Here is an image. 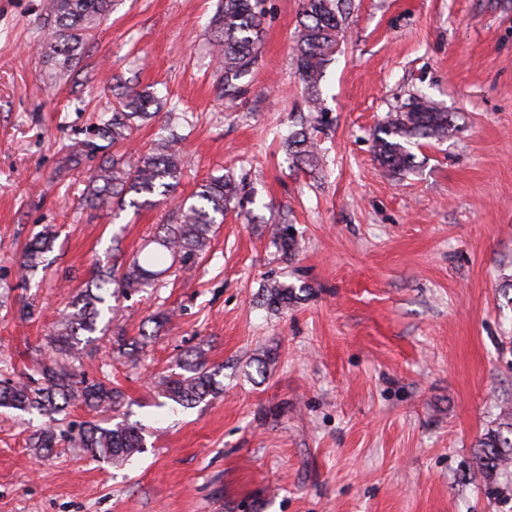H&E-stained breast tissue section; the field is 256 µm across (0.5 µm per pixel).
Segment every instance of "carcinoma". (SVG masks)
<instances>
[{
  "instance_id": "1",
  "label": "carcinoma",
  "mask_w": 512,
  "mask_h": 512,
  "mask_svg": "<svg viewBox=\"0 0 512 512\" xmlns=\"http://www.w3.org/2000/svg\"><path fill=\"white\" fill-rule=\"evenodd\" d=\"M264 0H220L213 20L215 36L212 57L220 73L222 90L234 95L242 90V81L256 66L267 13ZM112 11V0H49L44 25L48 29L45 54L58 61L59 76L69 72L70 64L86 48L89 32ZM342 0H302L299 33L294 46L296 72L304 85L307 123L292 133L286 142L296 163L319 165L317 134L322 132L320 82L323 66L341 33ZM160 101L146 89L125 83L117 88L112 107L99 113L94 138L69 151L64 168L73 170L94 158L108 142L112 153L92 170L87 188V202L93 206L112 204L139 207L153 203V197H167L182 174L181 136L171 130L155 140L132 162L121 152L137 123L156 116L153 106ZM458 131L452 113L433 100L416 95L388 113L373 136V151L384 173L404 176L417 167L411 146L421 139L443 141ZM192 202H181L171 224L162 225L156 234L125 261L121 273L108 268L96 270L76 295L70 310L55 323L49 337L48 355L33 360L32 365L17 370L13 377L0 379V408L13 409L45 418L42 427L30 439V447L47 454L59 440L70 435L73 442L91 456L123 463L144 451L141 428L125 423L110 425V420L86 422L78 431L63 429L65 416L72 407L92 412L116 408L122 393L110 380L89 379L77 373L75 362L83 353V337L98 330V321L112 313V300L119 295L140 292L156 286L172 268L188 272L196 267L200 255L209 248L213 228L224 223V215L243 206L239 183L230 175L214 176L198 187ZM57 231L42 227L27 241L20 265L22 277L47 267L45 255L51 251ZM265 300L272 308L286 307L294 289L278 282L265 286ZM202 352L193 359L181 360L180 373L159 377V406L171 401L191 407L221 393L218 372L206 367ZM478 471L491 479L504 464L512 461V413L489 430L478 442Z\"/></svg>"
}]
</instances>
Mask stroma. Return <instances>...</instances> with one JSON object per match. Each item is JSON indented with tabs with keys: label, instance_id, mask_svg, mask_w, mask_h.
<instances>
[{
	"label": "stroma",
	"instance_id": "35a3bbf8",
	"mask_svg": "<svg viewBox=\"0 0 512 512\" xmlns=\"http://www.w3.org/2000/svg\"><path fill=\"white\" fill-rule=\"evenodd\" d=\"M47 2L0 0V358L27 362L93 263L128 258L207 177L233 174L246 199L193 273L119 298L126 338L154 335L137 362L100 333L86 346L145 452L116 466L63 440L40 459L41 418L1 408L0 512H512V466L487 483L475 460L512 409V0H348L314 169L283 147L304 109L301 0H265L259 62L230 96L210 56L218 0H115L68 82L49 77ZM132 77L182 114L183 177L157 206L92 209L87 170L63 159ZM415 94L459 129L391 178L373 132ZM284 223L298 251L275 245ZM43 224L60 236L26 282L20 249ZM273 281L288 307L264 303ZM198 348L223 394L159 406L155 377ZM265 300L272 308L287 307L293 299L294 289L279 282L269 283L265 286Z\"/></svg>",
	"mask_w": 512,
	"mask_h": 512
}]
</instances>
